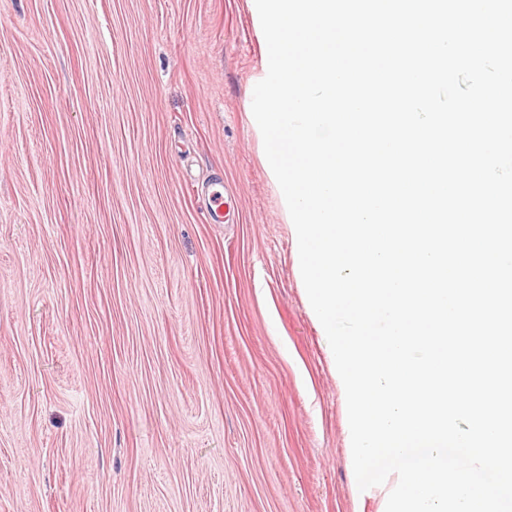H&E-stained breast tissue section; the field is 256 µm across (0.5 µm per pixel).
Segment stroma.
I'll return each mask as SVG.
<instances>
[{
  "mask_svg": "<svg viewBox=\"0 0 512 512\" xmlns=\"http://www.w3.org/2000/svg\"><path fill=\"white\" fill-rule=\"evenodd\" d=\"M263 54L247 0H0V512H379L249 119Z\"/></svg>",
  "mask_w": 512,
  "mask_h": 512,
  "instance_id": "stroma-1",
  "label": "stroma"
}]
</instances>
